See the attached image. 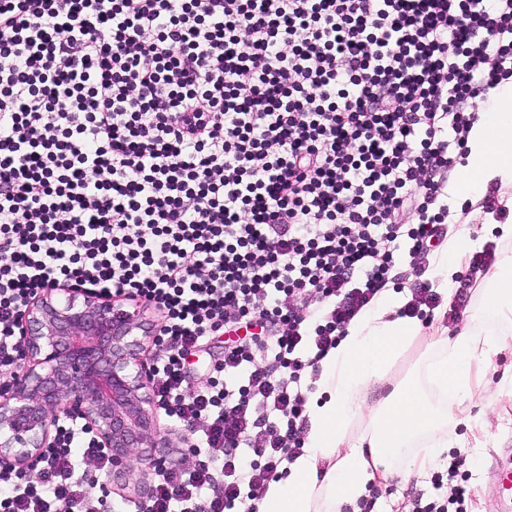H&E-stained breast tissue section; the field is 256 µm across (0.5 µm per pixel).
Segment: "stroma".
<instances>
[{
    "instance_id": "35a3bbf8",
    "label": "stroma",
    "mask_w": 512,
    "mask_h": 512,
    "mask_svg": "<svg viewBox=\"0 0 512 512\" xmlns=\"http://www.w3.org/2000/svg\"><path fill=\"white\" fill-rule=\"evenodd\" d=\"M451 216L445 226L441 242L420 257H404L395 280L388 288L410 298L411 291L421 285L435 289L440 302L431 315L422 320L423 331L432 328L447 330L456 334L464 324L465 310L459 307L456 284L441 288L439 278L433 277L432 269L443 246L459 233L465 232L472 239L481 241L483 248L493 249L496 255L511 254L512 242L501 240L491 226L497 218L492 213H482L476 219H468V203L459 202L456 196H449ZM224 359V339L215 337L204 341L200 350L191 355L187 365V381L190 387L199 388L209 384L214 367ZM512 376V335L505 337L504 344L491 356V362L482 370L481 385L485 390L482 399L470 409L468 423L452 428L449 437L451 448L460 455L466 470L471 473L472 500L470 512H493L490 499L492 482L491 465L493 457L502 449L512 448V387L505 385V378ZM160 433L158 444L162 446L169 463L186 462L188 468L197 467L201 456L189 453L188 447L196 442L199 433L186 426L174 423L165 415L157 417ZM155 474L139 457H132L126 475L100 476L99 484L113 488L112 507L114 512H136L139 502L138 488L152 489ZM429 477L410 476L385 483L375 482V498L372 512H411L417 497L429 493Z\"/></svg>"
}]
</instances>
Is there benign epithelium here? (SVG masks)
I'll list each match as a JSON object with an SVG mask.
<instances>
[{"instance_id":"obj_1","label":"benign epithelium","mask_w":512,"mask_h":512,"mask_svg":"<svg viewBox=\"0 0 512 512\" xmlns=\"http://www.w3.org/2000/svg\"><path fill=\"white\" fill-rule=\"evenodd\" d=\"M22 324L24 362L0 392V463L27 470L62 415L95 435L116 475L136 453L150 466L162 460L143 359L154 325L138 306L50 287L31 300Z\"/></svg>"}]
</instances>
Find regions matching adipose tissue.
Masks as SVG:
<instances>
[{
    "instance_id": "adipose-tissue-1",
    "label": "adipose tissue",
    "mask_w": 512,
    "mask_h": 512,
    "mask_svg": "<svg viewBox=\"0 0 512 512\" xmlns=\"http://www.w3.org/2000/svg\"><path fill=\"white\" fill-rule=\"evenodd\" d=\"M456 192L477 202L492 182L512 186V82L479 101ZM402 296L385 294L347 329L319 363L307 413L304 450L270 482L259 512H343L370 482L425 472L448 453V427L481 396L473 370L512 333V256L483 279L481 323L457 336L396 314ZM423 341L420 371L396 384L388 374L405 350Z\"/></svg>"
}]
</instances>
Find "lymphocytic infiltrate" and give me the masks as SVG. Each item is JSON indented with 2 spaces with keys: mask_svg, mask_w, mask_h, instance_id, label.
Wrapping results in <instances>:
<instances>
[{
  "mask_svg": "<svg viewBox=\"0 0 512 512\" xmlns=\"http://www.w3.org/2000/svg\"><path fill=\"white\" fill-rule=\"evenodd\" d=\"M511 77L512 0H0V368L44 288L143 298L157 404L222 455L157 464L145 512H258L302 453L305 370L448 218L465 104ZM85 459L112 469L64 422L36 475L0 472V512H112ZM463 465L413 512H469ZM225 335L204 341L200 350L189 357L187 381L191 388L204 387L215 376L214 365L224 360Z\"/></svg>",
  "mask_w": 512,
  "mask_h": 512,
  "instance_id": "obj_1",
  "label": "lymphocytic infiltrate"
}]
</instances>
